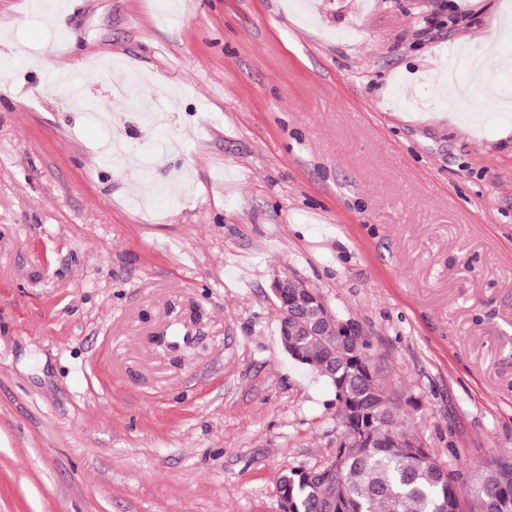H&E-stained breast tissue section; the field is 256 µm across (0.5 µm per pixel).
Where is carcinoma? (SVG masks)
<instances>
[{
    "label": "carcinoma",
    "instance_id": "carcinoma-1",
    "mask_svg": "<svg viewBox=\"0 0 512 512\" xmlns=\"http://www.w3.org/2000/svg\"><path fill=\"white\" fill-rule=\"evenodd\" d=\"M371 345L360 331L350 336H299L288 350L296 362L320 373L335 400L351 403L350 428L372 424L356 448H342L311 478L302 469L278 473L282 512H512V468L484 470L469 508L459 497L462 478L424 446L410 448L386 437L405 433L399 407L381 375L371 376Z\"/></svg>",
    "mask_w": 512,
    "mask_h": 512
}]
</instances>
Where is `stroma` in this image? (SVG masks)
Wrapping results in <instances>:
<instances>
[{"label":"stroma","instance_id":"1","mask_svg":"<svg viewBox=\"0 0 512 512\" xmlns=\"http://www.w3.org/2000/svg\"><path fill=\"white\" fill-rule=\"evenodd\" d=\"M512 0H0V512H281L336 454L283 350L296 270L357 323L414 436L512 455V71L429 78ZM138 97L114 103L104 61ZM85 110L42 94L56 70ZM117 104L109 130L86 109ZM143 160H102L106 137ZM297 280H299V281L296 283L295 288H290ZM286 288L291 289L295 294H297L299 296L308 295L309 291H313L315 293L320 294L319 292L315 291L313 288H310L303 280H300V278L298 277V275L296 274L295 271L288 270V269L276 271L274 273V276L271 281V291H272L273 295H275L276 297H279V298L282 297ZM276 297H274V299L276 301L277 308L279 311L278 331H279V336H281L280 334L282 333L283 323H284L285 316H286V307L283 304V302Z\"/></svg>","mask_w":512,"mask_h":512}]
</instances>
